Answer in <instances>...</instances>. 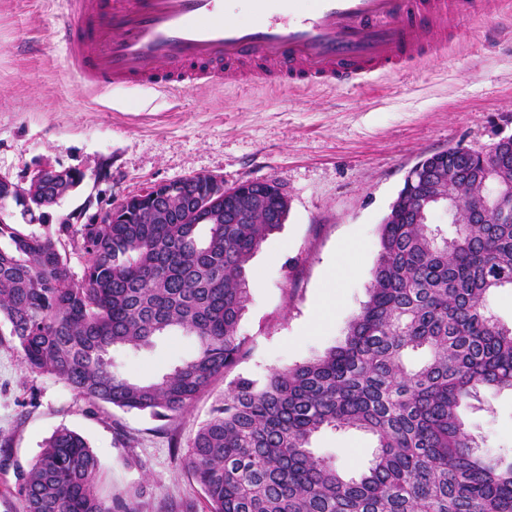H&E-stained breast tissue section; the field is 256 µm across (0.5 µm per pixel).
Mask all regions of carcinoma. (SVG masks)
Segmentation results:
<instances>
[{
  "label": "carcinoma",
  "mask_w": 512,
  "mask_h": 512,
  "mask_svg": "<svg viewBox=\"0 0 512 512\" xmlns=\"http://www.w3.org/2000/svg\"><path fill=\"white\" fill-rule=\"evenodd\" d=\"M83 174L58 183H0V324L27 372L65 382L93 403L172 420L248 353L239 324L249 301L246 267L278 224H167L176 200L136 201L124 221L49 223L47 209ZM512 185V144L448 149V177L429 189L459 205L444 238L402 187V220L380 224L368 300L344 343L272 370L264 383L238 375L182 457L207 512H512V463L478 453L459 415L481 388L512 389V326L487 314L486 298L512 288V207L472 224L488 182ZM22 222L47 224L26 232ZM83 255L81 276L66 247ZM193 336L196 352L147 379L114 369L112 353L153 347L159 336ZM427 360L407 367L410 351ZM370 433L366 471L340 474L311 449L324 429ZM100 463L79 433L62 428L18 473L23 512H136L128 496L97 489Z\"/></svg>",
  "instance_id": "cac0c4a2"
}]
</instances>
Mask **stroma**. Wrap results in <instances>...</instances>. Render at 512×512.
Wrapping results in <instances>:
<instances>
[{"label": "stroma", "instance_id": "35a3bbf8", "mask_svg": "<svg viewBox=\"0 0 512 512\" xmlns=\"http://www.w3.org/2000/svg\"><path fill=\"white\" fill-rule=\"evenodd\" d=\"M62 18L58 0H0V177L84 171L82 185L51 207L56 222L85 202L106 208L194 174L228 188L278 184L290 208L249 264L240 331L250 353L235 369L260 382L343 341L368 297L379 227L412 166L459 143L479 149L512 136V0L495 22L467 17L435 57L338 89L247 82L92 96L65 66L54 36ZM348 245L352 270L342 259ZM324 300L325 320L313 326ZM195 346L190 336H164L114 359L125 373L147 377ZM226 385L218 380L187 414L160 420L26 372L9 336H0V512H22L17 472L62 427L81 434L99 459L104 497L139 490L143 512H206L181 459ZM461 417L482 450L512 460V391L481 389ZM312 446L349 475L366 469L375 451L372 436L354 430H324Z\"/></svg>", "mask_w": 512, "mask_h": 512}]
</instances>
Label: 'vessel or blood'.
I'll use <instances>...</instances> for the list:
<instances>
[{"label": "vessel or blood", "mask_w": 512, "mask_h": 512, "mask_svg": "<svg viewBox=\"0 0 512 512\" xmlns=\"http://www.w3.org/2000/svg\"><path fill=\"white\" fill-rule=\"evenodd\" d=\"M492 0H251L225 20L221 0H63L57 37L87 91H193L242 76L343 88L438 53L464 16Z\"/></svg>", "instance_id": "obj_1"}]
</instances>
